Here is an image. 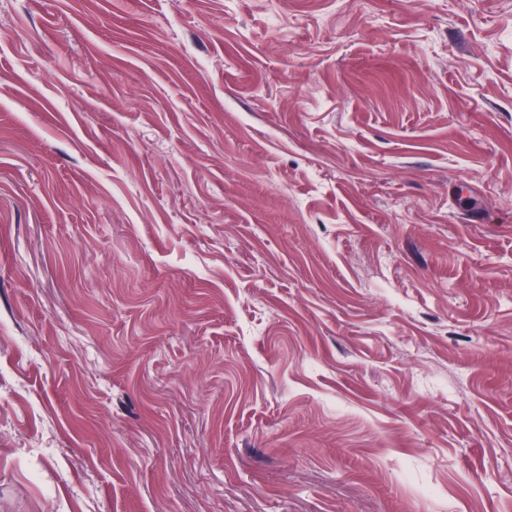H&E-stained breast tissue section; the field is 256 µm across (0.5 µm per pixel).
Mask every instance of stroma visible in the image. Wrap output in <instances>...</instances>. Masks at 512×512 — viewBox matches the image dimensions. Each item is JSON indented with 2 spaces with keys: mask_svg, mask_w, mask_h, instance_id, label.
Wrapping results in <instances>:
<instances>
[{
  "mask_svg": "<svg viewBox=\"0 0 512 512\" xmlns=\"http://www.w3.org/2000/svg\"><path fill=\"white\" fill-rule=\"evenodd\" d=\"M0 512H512V0H0Z\"/></svg>",
  "mask_w": 512,
  "mask_h": 512,
  "instance_id": "obj_1",
  "label": "stroma"
}]
</instances>
